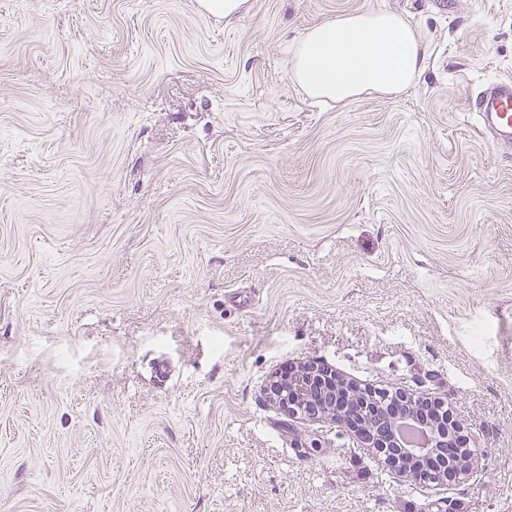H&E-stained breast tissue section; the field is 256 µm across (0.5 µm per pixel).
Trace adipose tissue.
<instances>
[{
  "label": "adipose tissue",
  "mask_w": 512,
  "mask_h": 512,
  "mask_svg": "<svg viewBox=\"0 0 512 512\" xmlns=\"http://www.w3.org/2000/svg\"><path fill=\"white\" fill-rule=\"evenodd\" d=\"M426 69L418 31L404 16L369 10L316 24L292 45L289 78L308 98L348 103L399 98Z\"/></svg>",
  "instance_id": "obj_1"
}]
</instances>
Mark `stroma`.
Returning a JSON list of instances; mask_svg holds the SVG:
<instances>
[{
	"instance_id": "stroma-1",
	"label": "stroma",
	"mask_w": 512,
	"mask_h": 512,
	"mask_svg": "<svg viewBox=\"0 0 512 512\" xmlns=\"http://www.w3.org/2000/svg\"><path fill=\"white\" fill-rule=\"evenodd\" d=\"M368 10L424 75L312 102L292 44ZM508 76L512 0H0V512H512V149L468 110ZM315 358L483 471L441 502L265 400ZM248 0H197L200 10L217 17H224L225 21L237 18L246 8Z\"/></svg>"
}]
</instances>
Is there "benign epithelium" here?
Returning a JSON list of instances; mask_svg holds the SVG:
<instances>
[{"label": "benign epithelium", "mask_w": 512, "mask_h": 512, "mask_svg": "<svg viewBox=\"0 0 512 512\" xmlns=\"http://www.w3.org/2000/svg\"><path fill=\"white\" fill-rule=\"evenodd\" d=\"M264 394L289 418L336 423L399 483L418 482L443 494L470 481L480 466L444 402L415 389H362L329 366L309 362L274 373ZM427 412L431 450L424 456L404 444L400 427Z\"/></svg>", "instance_id": "benign-epithelium-1"}]
</instances>
